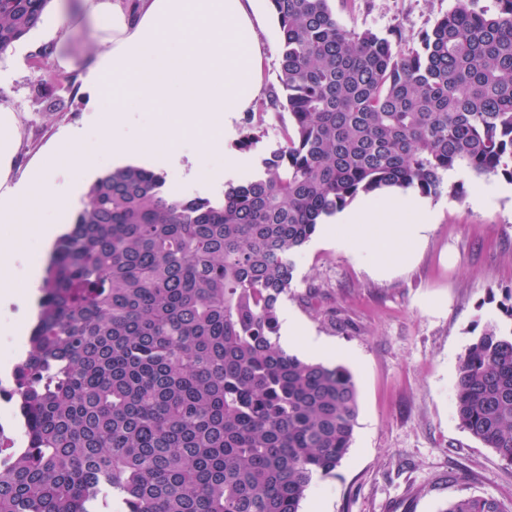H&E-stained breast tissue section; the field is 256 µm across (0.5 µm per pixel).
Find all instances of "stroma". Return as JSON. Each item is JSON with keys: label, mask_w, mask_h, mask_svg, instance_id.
<instances>
[{"label": "stroma", "mask_w": 512, "mask_h": 512, "mask_svg": "<svg viewBox=\"0 0 512 512\" xmlns=\"http://www.w3.org/2000/svg\"><path fill=\"white\" fill-rule=\"evenodd\" d=\"M454 0H330L337 20L381 34L399 33L414 47ZM40 30L0 56V97L18 110L15 174L55 155L54 182L81 190L120 168L111 153L84 154L64 140L71 127L94 141L92 113L112 109L111 81L90 87L84 64L99 49L81 24L54 56L34 61ZM74 67L59 68L58 59ZM287 117L267 113L262 137L245 153L244 175L283 141ZM474 175L450 173L428 202L434 227L416 262L380 279L337 244L310 240L297 257L295 286L284 300L302 326L326 338L325 360L346 367L358 392L351 447L340 466L312 485L301 512H440L459 497H487L512 512V462L461 427L456 411L458 358L498 318L495 301L512 288V183L493 176L496 197L469 202Z\"/></svg>", "instance_id": "obj_1"}]
</instances>
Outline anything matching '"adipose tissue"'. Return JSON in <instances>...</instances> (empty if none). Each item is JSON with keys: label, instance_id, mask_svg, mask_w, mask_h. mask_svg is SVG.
Wrapping results in <instances>:
<instances>
[{"label": "adipose tissue", "instance_id": "adipose-tissue-1", "mask_svg": "<svg viewBox=\"0 0 512 512\" xmlns=\"http://www.w3.org/2000/svg\"><path fill=\"white\" fill-rule=\"evenodd\" d=\"M84 19L104 22L102 49L86 79H113V107L98 118L99 145L119 159L155 156L163 165L179 164L181 144L202 139L221 154L246 112L265 96L262 39L264 18L257 0H81ZM151 112L152 125L132 139L109 137L126 124L130 111ZM14 109L0 100V222L16 221L40 205L25 178H12L15 143L10 132ZM433 212L413 193L388 190L337 213L323 230L353 256L369 260L378 278L391 270L375 263L379 252L404 243L403 265L412 264L432 230Z\"/></svg>", "mask_w": 512, "mask_h": 512}]
</instances>
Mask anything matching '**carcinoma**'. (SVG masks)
Listing matches in <instances>:
<instances>
[{
	"instance_id": "1",
	"label": "carcinoma",
	"mask_w": 512,
	"mask_h": 512,
	"mask_svg": "<svg viewBox=\"0 0 512 512\" xmlns=\"http://www.w3.org/2000/svg\"><path fill=\"white\" fill-rule=\"evenodd\" d=\"M52 0H0V54ZM288 111L263 170L219 198L141 166L93 182L54 244L0 512H300L352 442L342 365L279 343L281 301L320 221L463 168L512 181V0H456L420 45L342 25L329 0H270ZM458 360L456 415L512 462V289ZM442 512H507L466 497Z\"/></svg>"
}]
</instances>
